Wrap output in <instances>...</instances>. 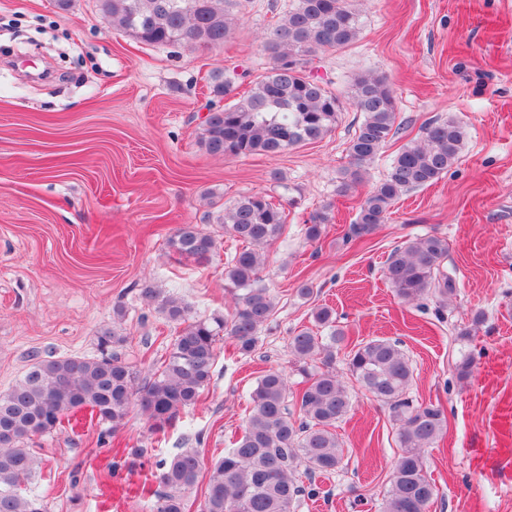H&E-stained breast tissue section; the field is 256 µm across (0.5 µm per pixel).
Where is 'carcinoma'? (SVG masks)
<instances>
[{
  "label": "carcinoma",
  "instance_id": "1",
  "mask_svg": "<svg viewBox=\"0 0 512 512\" xmlns=\"http://www.w3.org/2000/svg\"><path fill=\"white\" fill-rule=\"evenodd\" d=\"M104 21L134 39L171 48L224 45L235 26L239 0H97ZM362 31L353 0H291L284 15L263 33L261 48L270 60L264 74L236 96L234 78L212 75L213 100L207 104L201 143L213 156L275 157L290 148L322 139L336 126L346 107L362 115L349 140V166L338 192L360 184L388 142L400 130L396 99L387 78L361 74L341 93L314 75L318 53L347 47ZM463 149V132L452 119H434L422 127L419 140L404 145L387 173L361 201L355 221L344 229L349 243L372 234L388 220L404 193L434 184L448 172ZM215 223L242 244L224 268V288L232 306L224 315L196 319L181 299L147 285L142 295L175 325L169 351L156 371L147 375L127 362L119 348L127 341L117 328L97 334L100 355L58 357L38 353L23 378L0 392V512H45L38 482L41 460L29 447L36 435L60 428L83 411L116 429L133 405L159 433L181 411L196 406L210 384L220 337H230L241 354H249L258 334L275 313L274 297L260 285L264 249L286 226L282 204L248 193L229 206L212 203ZM324 204L304 225L310 241L321 238L330 222ZM181 257L209 261L217 240L197 224L180 225L170 240ZM448 242L437 235L407 240L386 261L383 274L406 303L430 299L443 315L457 291L447 269ZM314 325L293 332L288 351L303 386L291 390L287 374L268 369L250 393L252 408L240 436L224 456L206 466L198 450L185 448L157 464L158 489L153 512H184L183 494L202 471L208 482L200 512H297L302 497L319 496L315 476L343 467V443L336 423L350 411L351 395L336 374V349L348 341L327 306L313 311ZM474 355L461 349L457 376L466 379ZM347 370L373 399L388 407L398 423L401 455L390 477L380 512H428L436 487L422 456L447 427L441 407L406 397L414 370L400 346L388 339L357 342L346 359ZM309 486L299 482V474Z\"/></svg>",
  "mask_w": 512,
  "mask_h": 512
}]
</instances>
